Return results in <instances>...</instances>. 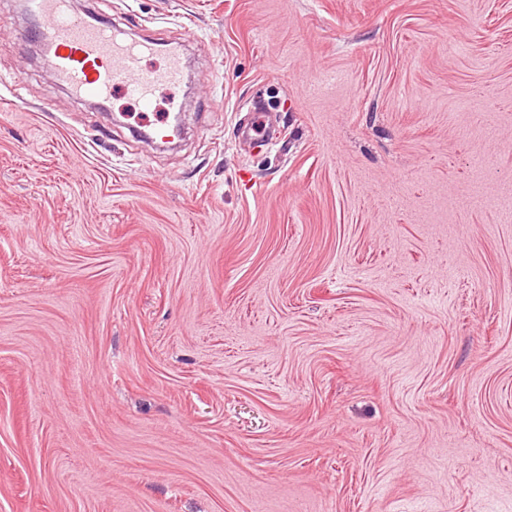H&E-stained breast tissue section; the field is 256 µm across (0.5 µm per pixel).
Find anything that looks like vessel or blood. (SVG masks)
Instances as JSON below:
<instances>
[{
	"instance_id": "vessel-or-blood-1",
	"label": "vessel or blood",
	"mask_w": 512,
	"mask_h": 512,
	"mask_svg": "<svg viewBox=\"0 0 512 512\" xmlns=\"http://www.w3.org/2000/svg\"><path fill=\"white\" fill-rule=\"evenodd\" d=\"M26 5L35 22L19 31V38L37 44L43 65L77 98L104 101L119 87L148 109L158 88L185 78L179 42L131 38L119 26L75 16L69 0H26ZM156 53L164 56V66L142 69L141 59Z\"/></svg>"
}]
</instances>
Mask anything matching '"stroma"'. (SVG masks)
<instances>
[{"instance_id":"stroma-1","label":"stroma","mask_w":512,"mask_h":512,"mask_svg":"<svg viewBox=\"0 0 512 512\" xmlns=\"http://www.w3.org/2000/svg\"><path fill=\"white\" fill-rule=\"evenodd\" d=\"M74 8L184 131L0 0V512H512V0ZM69 0H26L34 24L16 39L34 41L40 59L71 94L84 100L107 101L116 87L144 109L154 103L155 92L180 85L185 78L182 45L153 38L137 40L119 26L93 23L70 11ZM160 53L165 65L145 70L140 60Z\"/></svg>"}]
</instances>
